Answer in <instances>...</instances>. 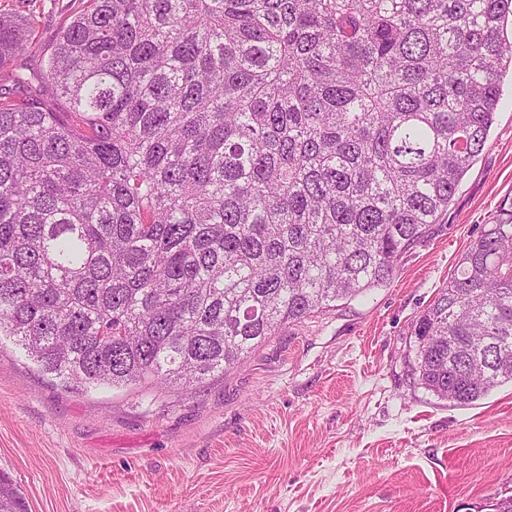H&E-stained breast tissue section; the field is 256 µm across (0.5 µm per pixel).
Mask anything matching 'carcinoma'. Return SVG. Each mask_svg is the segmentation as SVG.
I'll return each instance as SVG.
<instances>
[{
    "mask_svg": "<svg viewBox=\"0 0 512 512\" xmlns=\"http://www.w3.org/2000/svg\"><path fill=\"white\" fill-rule=\"evenodd\" d=\"M512 0H89L0 14V335L68 387L189 389L388 285L486 146ZM455 406L512 382V210L417 317ZM0 512H22L0 475ZM87 0H0V13L31 19L34 27L32 51L22 60L32 70L40 67L43 51L50 47L60 27L78 14Z\"/></svg>",
    "mask_w": 512,
    "mask_h": 512,
    "instance_id": "cac0c4a2",
    "label": "carcinoma"
}]
</instances>
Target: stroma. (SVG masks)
Masks as SVG:
<instances>
[{
	"label": "stroma",
	"instance_id": "1",
	"mask_svg": "<svg viewBox=\"0 0 512 512\" xmlns=\"http://www.w3.org/2000/svg\"><path fill=\"white\" fill-rule=\"evenodd\" d=\"M87 0H0L28 69ZM442 223L387 286L288 325L191 389H68L0 339V472L28 512H481L512 491V385L457 407L417 385L412 325L512 206V82Z\"/></svg>",
	"mask_w": 512,
	"mask_h": 512
}]
</instances>
